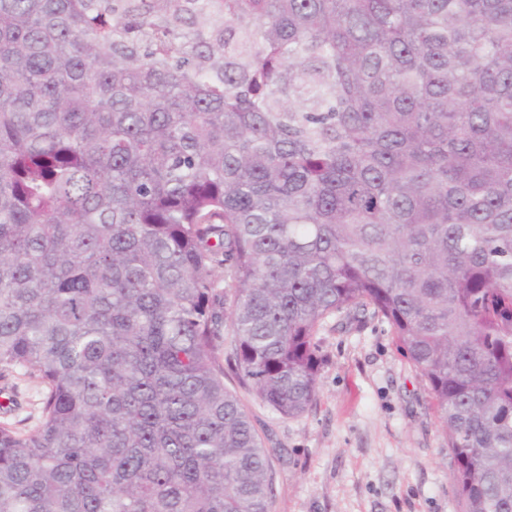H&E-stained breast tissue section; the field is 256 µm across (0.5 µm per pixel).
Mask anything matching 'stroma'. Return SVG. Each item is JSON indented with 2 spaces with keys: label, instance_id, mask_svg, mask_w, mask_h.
Masks as SVG:
<instances>
[{
  "label": "stroma",
  "instance_id": "1",
  "mask_svg": "<svg viewBox=\"0 0 512 512\" xmlns=\"http://www.w3.org/2000/svg\"><path fill=\"white\" fill-rule=\"evenodd\" d=\"M325 364L312 410L280 417L234 374L236 391L270 451L273 512H460L455 462L425 380L388 326L366 319L318 333ZM45 387L0 371V423L32 432Z\"/></svg>",
  "mask_w": 512,
  "mask_h": 512
}]
</instances>
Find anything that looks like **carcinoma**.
I'll return each instance as SVG.
<instances>
[{
	"label": "carcinoma",
	"instance_id": "carcinoma-1",
	"mask_svg": "<svg viewBox=\"0 0 512 512\" xmlns=\"http://www.w3.org/2000/svg\"><path fill=\"white\" fill-rule=\"evenodd\" d=\"M366 315L512 512V0H0V512H272ZM45 387L37 378L17 370L0 371V423L28 434L38 425Z\"/></svg>",
	"mask_w": 512,
	"mask_h": 512
}]
</instances>
